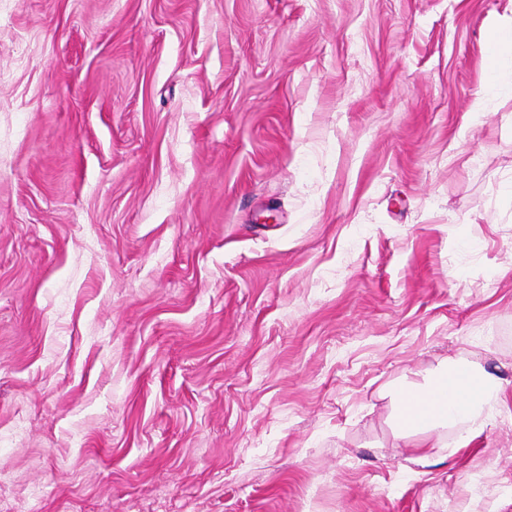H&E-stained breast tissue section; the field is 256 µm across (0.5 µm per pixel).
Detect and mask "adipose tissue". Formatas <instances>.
<instances>
[{
    "label": "adipose tissue",
    "instance_id": "obj_1",
    "mask_svg": "<svg viewBox=\"0 0 512 512\" xmlns=\"http://www.w3.org/2000/svg\"><path fill=\"white\" fill-rule=\"evenodd\" d=\"M403 425L395 438L415 449V462L468 447L498 415L512 410V382L479 361L448 358L425 383L404 385L393 397Z\"/></svg>",
    "mask_w": 512,
    "mask_h": 512
}]
</instances>
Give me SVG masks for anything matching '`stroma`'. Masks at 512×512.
Masks as SVG:
<instances>
[{"label": "stroma", "instance_id": "1", "mask_svg": "<svg viewBox=\"0 0 512 512\" xmlns=\"http://www.w3.org/2000/svg\"><path fill=\"white\" fill-rule=\"evenodd\" d=\"M512 0H0V512H512ZM510 385L477 360L448 357L428 372L424 384H406L392 397L403 422L394 435L403 445L395 447L416 448L411 460L423 464L467 448L498 415L512 414ZM448 429L455 432L453 448Z\"/></svg>", "mask_w": 512, "mask_h": 512}]
</instances>
